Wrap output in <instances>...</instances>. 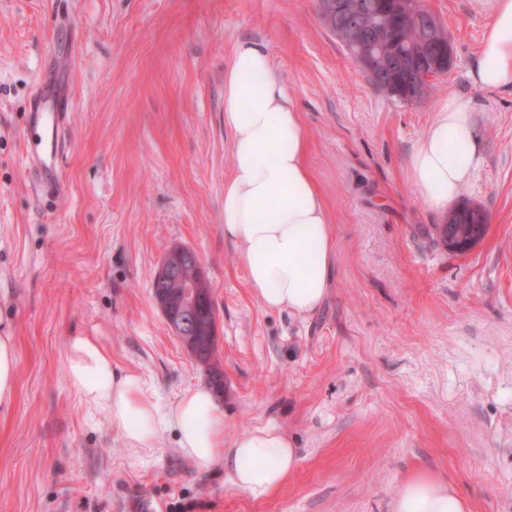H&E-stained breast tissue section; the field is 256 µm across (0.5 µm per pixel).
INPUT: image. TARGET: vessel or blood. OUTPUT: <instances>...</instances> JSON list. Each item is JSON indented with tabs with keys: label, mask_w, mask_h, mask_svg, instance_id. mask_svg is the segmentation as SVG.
<instances>
[{
	"label": "vessel or blood",
	"mask_w": 512,
	"mask_h": 512,
	"mask_svg": "<svg viewBox=\"0 0 512 512\" xmlns=\"http://www.w3.org/2000/svg\"><path fill=\"white\" fill-rule=\"evenodd\" d=\"M63 133L62 113L47 112L42 105H35L30 116V124L24 132V161L40 173L34 189L36 195H56L63 189L57 168V156Z\"/></svg>",
	"instance_id": "obj_1"
}]
</instances>
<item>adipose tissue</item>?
Segmentation results:
<instances>
[{
  "label": "adipose tissue",
  "mask_w": 512,
  "mask_h": 512,
  "mask_svg": "<svg viewBox=\"0 0 512 512\" xmlns=\"http://www.w3.org/2000/svg\"><path fill=\"white\" fill-rule=\"evenodd\" d=\"M475 86L512 88V0H493V21L469 72ZM224 127L231 134V175L224 182V236L240 249L248 284L264 307L299 316L317 312L329 287L334 229L306 163L307 136L264 46L240 43L224 73ZM483 129L469 106L449 97L408 159V175L433 209L459 199L479 161ZM68 384L133 448L154 447L173 428L190 458L222 464L237 489L262 499L298 465L293 439L260 427L224 440V411L210 388L183 391L166 409L145 399L141 379L112 367L95 339L66 342ZM389 512H472L470 499L438 477L405 478Z\"/></svg>",
  "instance_id": "1"
}]
</instances>
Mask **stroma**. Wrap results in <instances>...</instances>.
Masks as SVG:
<instances>
[{
    "label": "stroma",
    "instance_id": "obj_1",
    "mask_svg": "<svg viewBox=\"0 0 512 512\" xmlns=\"http://www.w3.org/2000/svg\"><path fill=\"white\" fill-rule=\"evenodd\" d=\"M426 5L454 64L410 103L377 92L318 0H0V321L17 345L0 512H389L416 473L472 512H512V90L468 77L492 0ZM246 40L300 114L335 230L327 298L307 317L266 309L224 237V71ZM40 89L70 104L54 197L33 194L22 161ZM452 95L486 132L462 197L489 227L464 253L438 242L444 215L406 173ZM175 246L199 257L218 312L225 442L274 427L299 449L266 498L183 455L174 430L129 448L68 386L76 335L159 408L208 382L153 296Z\"/></svg>",
    "mask_w": 512,
    "mask_h": 512
}]
</instances>
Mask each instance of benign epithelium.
<instances>
[{
	"label": "benign epithelium",
	"mask_w": 512,
	"mask_h": 512,
	"mask_svg": "<svg viewBox=\"0 0 512 512\" xmlns=\"http://www.w3.org/2000/svg\"><path fill=\"white\" fill-rule=\"evenodd\" d=\"M378 7L379 4L375 0H365L360 4L359 13L355 14L360 25L338 30V34L344 41H351L357 45V52L352 60L363 72L370 75L389 68L384 57L372 53L368 44L360 40L366 18L378 14ZM401 8L403 14L413 19L417 27L427 31V36L424 37L419 49V56L412 59L420 72V82L409 97V101L415 102L426 95L428 84L436 77L448 72L454 61V53L451 42L443 33L442 23L426 8L424 0H401ZM190 261L195 265L196 275L183 282L177 297L171 300L157 293L154 299L173 334L179 339L184 349L193 356L196 354L195 333L204 330L215 336L218 327V316L215 310L211 311V319L200 322V284L205 280L200 261L191 250L174 247L163 258L155 278L160 283L167 281L178 275L184 268V264Z\"/></svg>",
	"instance_id": "benign-epithelium-1"
}]
</instances>
